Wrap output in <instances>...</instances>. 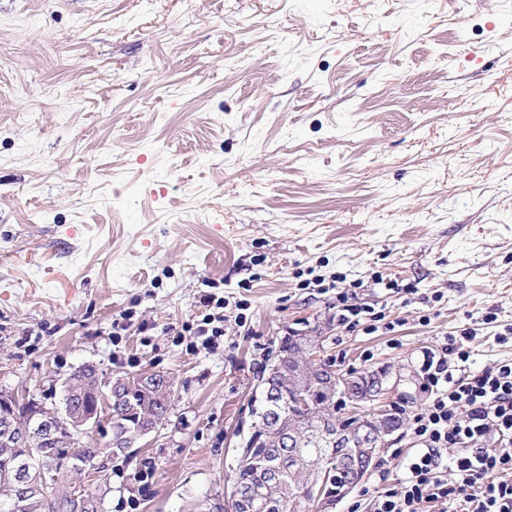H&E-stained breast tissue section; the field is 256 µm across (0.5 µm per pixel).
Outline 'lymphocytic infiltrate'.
Segmentation results:
<instances>
[{"label": "lymphocytic infiltrate", "mask_w": 512, "mask_h": 512, "mask_svg": "<svg viewBox=\"0 0 512 512\" xmlns=\"http://www.w3.org/2000/svg\"><path fill=\"white\" fill-rule=\"evenodd\" d=\"M476 334L473 327L450 332L443 356H425L423 378L434 397L412 423L422 447L399 488L377 496L374 512H420L439 501L448 512H512V360L471 370L467 342ZM451 448L457 454L447 468L442 458Z\"/></svg>", "instance_id": "obj_1"}]
</instances>
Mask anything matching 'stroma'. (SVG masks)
<instances>
[{
	"label": "stroma",
	"instance_id": "1",
	"mask_svg": "<svg viewBox=\"0 0 512 512\" xmlns=\"http://www.w3.org/2000/svg\"><path fill=\"white\" fill-rule=\"evenodd\" d=\"M338 277L393 329L341 324ZM491 313L474 371L512 358V0H0V390L174 379L167 425L82 477L103 512H224L289 329L388 369L411 416L424 353ZM419 446L334 512H374Z\"/></svg>",
	"mask_w": 512,
	"mask_h": 512
}]
</instances>
